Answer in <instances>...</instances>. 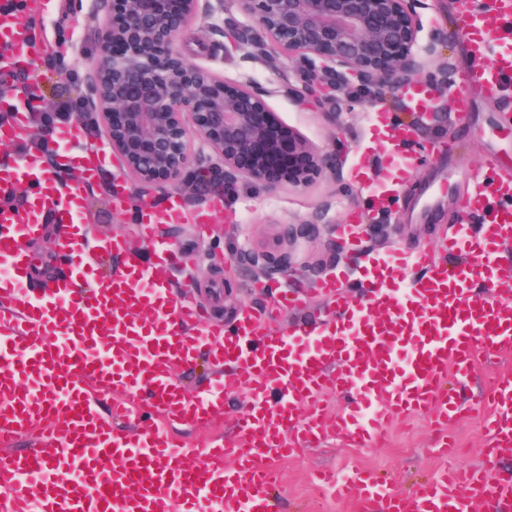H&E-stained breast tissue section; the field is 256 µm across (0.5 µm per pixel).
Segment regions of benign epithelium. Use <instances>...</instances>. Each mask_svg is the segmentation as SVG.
<instances>
[{"label": "benign epithelium", "instance_id": "1", "mask_svg": "<svg viewBox=\"0 0 512 512\" xmlns=\"http://www.w3.org/2000/svg\"><path fill=\"white\" fill-rule=\"evenodd\" d=\"M197 2L112 0L97 46L94 102L112 152L141 186L175 179L191 165V126L219 154L224 177L270 189L306 184L327 165L328 153L283 126L249 77L220 79L174 51L191 30ZM232 2L246 19L229 32L243 57L286 53L307 85L330 88L351 75L370 100L402 87L432 52L420 40L414 0ZM239 262L256 278L280 267L252 250Z\"/></svg>", "mask_w": 512, "mask_h": 512}]
</instances>
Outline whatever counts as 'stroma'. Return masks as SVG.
<instances>
[{
  "mask_svg": "<svg viewBox=\"0 0 512 512\" xmlns=\"http://www.w3.org/2000/svg\"><path fill=\"white\" fill-rule=\"evenodd\" d=\"M466 0H427L418 13L422 22L423 43H435L436 53L426 59L421 80L446 70L451 79L477 72L478 66L463 51L462 43L450 26L453 13ZM112 0H53L49 9L35 17L40 45L33 63L44 84L43 106L51 107L71 97L90 102L96 86L94 58L99 32L109 18ZM235 8L221 10L216 0H199L192 24V39L176 48L194 63L209 68L216 76L236 79L249 75L256 87L270 89L267 103L280 122L298 131L314 144L328 148L332 161L327 170L301 187L283 186L275 190L234 181H216L212 189L221 194L224 209L215 214L207 233L196 224L164 226L163 232L177 243L189 262L175 265L170 279L196 304L202 319L232 324L240 310L259 314L264 329L288 333L297 325L321 322L327 311L315 283H297L277 274L268 289L258 291L250 276L239 271L233 258L237 251L253 248L277 257L282 249L279 237L288 228L301 224H342L352 211H361L367 223L396 224L397 235H373L356 249H346L343 259L331 262L324 275H339L351 299L362 293L365 270L373 260L401 252L411 253L422 246L439 249L442 229L454 221L456 200L469 191L470 175L487 163L512 171V112L504 111L493 100L474 95L466 117L447 114L437 124L419 128L418 141L439 144L441 152L416 153V162L403 186L401 201L392 197L377 199L350 174L354 159L374 158L370 174L374 183L386 181L398 157L388 152L369 107L355 83L336 91V105L330 106L303 95L293 64L286 54H276L270 62H246L240 53L226 51L224 25L239 20ZM292 92H280L284 82ZM90 144L109 153V164L87 194L89 232L97 239L115 234H132L133 213L142 196L164 200L168 195H183L190 209L208 206V199L196 198L193 186L197 176L218 168L220 160L196 132H189L188 145L194 158L189 173L177 182L163 181L141 193L133 179L127 178L104 126H97L87 137ZM124 178L128 200L124 210L113 209L109 187L113 178ZM57 225L31 241L30 283L46 288L62 271L54 241ZM302 288L310 292V305L301 310L277 307L276 298L284 289ZM449 435L461 452L444 460L431 453L432 430L426 416L412 414L392 428L385 445L352 448L339 438L327 437L305 447L295 458L279 462L282 512H355L352 503L336 499L331 490L316 487L313 475L320 469L334 470L343 477L370 470L383 477L397 491L411 492L423 486L444 466L467 468L478 463V452L485 432L478 415L464 414Z\"/></svg>",
  "mask_w": 512,
  "mask_h": 512,
  "instance_id": "stroma-1",
  "label": "stroma"
}]
</instances>
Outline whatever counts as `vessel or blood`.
Returning <instances> with one entry per match:
<instances>
[{
  "label": "vessel or blood",
  "mask_w": 512,
  "mask_h": 512,
  "mask_svg": "<svg viewBox=\"0 0 512 512\" xmlns=\"http://www.w3.org/2000/svg\"><path fill=\"white\" fill-rule=\"evenodd\" d=\"M37 0L17 12L0 0V79L12 80L38 53ZM463 49L484 62L476 82L461 78L451 112L471 104V85L496 101L512 99V0H476L454 19ZM41 94L31 82L0 97V143L15 144L31 128ZM398 109H433L429 87L407 84ZM54 170L37 151L0 155V512H280L274 496L277 462L324 433L356 448L383 442L412 413L428 412L446 433L465 412L482 415L488 432L483 466L437 476L409 495L369 473L320 477L356 512H502L512 503V473L497 470L512 456V376L500 377L479 400L457 379L512 355V268L500 253L512 247V173H479L459 202L464 217L442 251L418 248L408 259L421 276L400 289L399 269L378 263L368 293L350 300L336 277L317 291L331 301L323 325L289 334L261 332L242 310L233 327L204 321L174 295L170 266L182 256L162 235L166 224L207 229L222 198L188 211L170 196L146 200L137 233L155 247L146 262L124 236L90 240L85 199L108 158L89 146L80 125L53 134ZM61 225L55 241L66 270L50 288H29L28 241L43 224ZM206 382L187 393L179 371L199 359ZM344 402L333 418L324 394ZM242 396L231 433L216 431L224 400ZM111 399L110 414L99 412ZM203 428L196 448L176 427ZM29 436L24 453L14 450Z\"/></svg>",
  "instance_id": "obj_1"
}]
</instances>
